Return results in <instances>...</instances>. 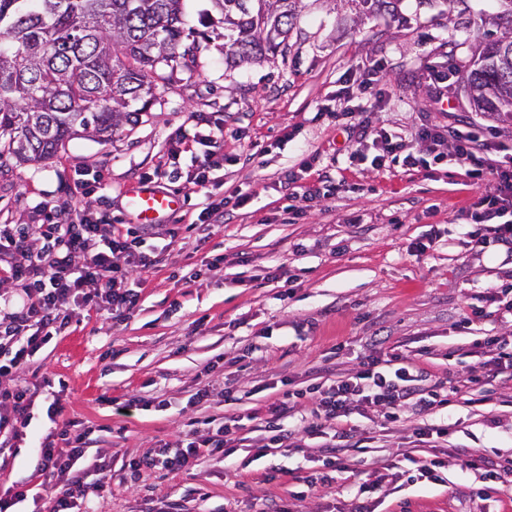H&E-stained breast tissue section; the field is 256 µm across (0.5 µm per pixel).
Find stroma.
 <instances>
[{
	"label": "stroma",
	"mask_w": 512,
	"mask_h": 512,
	"mask_svg": "<svg viewBox=\"0 0 512 512\" xmlns=\"http://www.w3.org/2000/svg\"><path fill=\"white\" fill-rule=\"evenodd\" d=\"M300 9L285 54L228 72L224 26L210 0H185L196 62L175 69L136 126L107 143L75 138L40 163L0 159V226L55 221L81 197L78 170L101 174L105 189L95 209L127 224L125 188L166 160L175 129L203 114L223 124L225 154L240 158L225 166L216 198L249 197L229 223L201 224L203 194L181 181H158L159 190L181 195L183 206L169 221L185 233L173 241L146 237L143 249L159 266L146 273L139 303L123 321L90 314L34 356L26 375L37 388L31 422L25 439L0 449V486L31 475V436L73 420L90 429L92 455L110 464L97 512H164L174 498L186 512H257L261 495L287 500L290 512H349L343 474L302 501L289 499L288 479L263 480L274 467L298 477L321 470L315 438L261 459L239 449L238 469L217 454L187 472L135 478L127 462L174 441L188 419H200L204 433L207 418L267 412L287 391L299 393L298 410L307 412L310 389L355 375L369 356L403 354L423 370L424 388L443 393L478 370L485 338L512 334V319L483 298L487 289L512 284V254L463 246L475 192L460 170L347 168V135L330 117L345 78H361L384 56L393 67L382 77L385 96L366 138L383 125L406 134L424 121L488 126L489 118L454 92L436 105L432 73L473 64L496 0H401L397 15H374L361 25L340 0H302ZM307 155L343 186L310 202L288 201V175ZM433 228L441 240L422 256L409 255V244ZM269 266L279 267L280 280L265 279ZM194 270L199 278L182 282ZM476 306L485 315L474 320ZM203 385L208 402L189 406ZM228 388L244 393L243 402L225 403ZM489 389L485 405L457 401L447 408L454 453L445 484L403 483L378 499L376 512H503L512 499H474L479 476L463 470L456 454L471 448L512 458V384L496 381ZM132 395L140 406L118 412L113 398ZM54 402L61 413L51 417ZM353 418L391 455L396 472L411 469L405 453L415 439L412 421L390 423L366 406Z\"/></svg>",
	"instance_id": "1"
}]
</instances>
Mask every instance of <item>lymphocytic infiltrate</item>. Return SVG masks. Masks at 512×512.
Returning <instances> with one entry per match:
<instances>
[{
  "instance_id": "1",
  "label": "lymphocytic infiltrate",
  "mask_w": 512,
  "mask_h": 512,
  "mask_svg": "<svg viewBox=\"0 0 512 512\" xmlns=\"http://www.w3.org/2000/svg\"><path fill=\"white\" fill-rule=\"evenodd\" d=\"M378 82L373 75L358 86L347 83L337 90L346 131L368 124L369 110L354 106L352 100L381 101ZM223 139L221 124L194 116L191 128L180 127L171 133L169 158L176 161L182 153H190L187 182L203 189L219 185V172L231 161L223 153ZM347 162L352 167L367 162L376 168L398 164L409 171L442 163L459 168L467 186L478 191L466 214L463 245L476 252L496 246L512 251V147L500 143L493 127L461 132L442 124H424L404 135L383 126L372 141L353 140ZM75 182L84 198L65 210L60 221L0 229V258L8 260L0 270V434L19 435L30 423L33 394L24 375L32 357L67 331L82 312L106 310L117 319L136 307L140 294L130 288L129 281L155 266L154 258L142 249L146 233L172 239L181 234L173 224L108 223L87 202L88 196L102 188L100 175L79 170ZM288 187L292 197L308 201L334 189L330 176L310 156L301 159L297 171L289 175ZM390 360L394 370L384 371L378 358H366L356 376L319 389L310 412L295 421L287 419L292 411L288 400L273 403L269 417L256 425L261 436L254 443L255 455L265 456L272 444L287 447L299 435L330 434V441L320 447L324 465L350 475L351 512H374L369 496L382 487L391 465L385 457H374L366 476L348 456V449L367 442L351 419L355 406L377 408L391 421L406 414L419 418L414 433L419 443L430 445L447 438L448 425L427 422V415L448 406L459 394L454 386L443 396L427 392L419 386L422 372L413 361L397 353ZM89 435V430L74 431L66 425L58 434L34 438L33 474L49 486L45 512H73L77 500L93 495V487L84 482V471L77 466L91 444ZM239 444V437L225 423L203 436L187 431L175 444L149 449L130 459L127 466L135 476L157 468L176 474L217 452L232 456ZM459 454L464 467L480 478L474 490L478 499L505 492L512 460L497 461L464 448Z\"/></svg>"
}]
</instances>
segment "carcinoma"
I'll list each match as a JSON object with an SVG mask.
<instances>
[{
    "label": "carcinoma",
    "mask_w": 512,
    "mask_h": 512,
    "mask_svg": "<svg viewBox=\"0 0 512 512\" xmlns=\"http://www.w3.org/2000/svg\"><path fill=\"white\" fill-rule=\"evenodd\" d=\"M184 0H0V158L54 156L86 135L135 125L183 47ZM224 23V67L261 64L287 47L300 0H211ZM354 21L400 0H345ZM477 60L456 90L474 111L512 122V0H498Z\"/></svg>",
    "instance_id": "1"
}]
</instances>
